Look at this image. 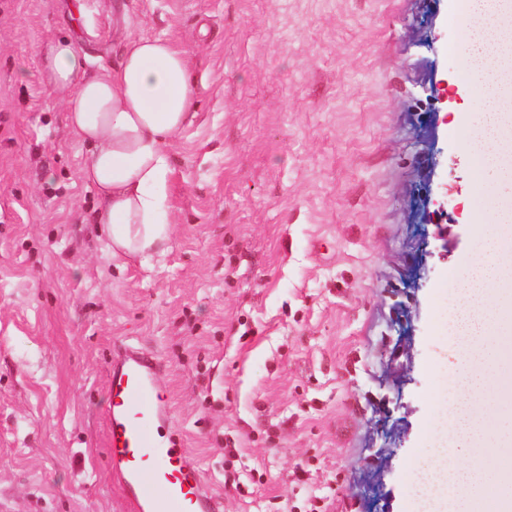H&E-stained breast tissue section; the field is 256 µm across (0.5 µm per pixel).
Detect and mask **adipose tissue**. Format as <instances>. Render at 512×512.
I'll use <instances>...</instances> for the list:
<instances>
[{"label": "adipose tissue", "mask_w": 512, "mask_h": 512, "mask_svg": "<svg viewBox=\"0 0 512 512\" xmlns=\"http://www.w3.org/2000/svg\"><path fill=\"white\" fill-rule=\"evenodd\" d=\"M454 13L475 77L459 120L483 146L473 167L492 194L512 183V0H455ZM41 55L48 84L67 95L68 133L91 148L83 177L96 190L113 255L149 261L170 232L169 146L192 117L185 53L133 36L119 65L94 76L70 42H46Z\"/></svg>", "instance_id": "adipose-tissue-1"}]
</instances>
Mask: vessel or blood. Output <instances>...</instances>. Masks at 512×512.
I'll return each mask as SVG.
<instances>
[{"instance_id":"obj_1","label":"vessel or blood","mask_w":512,"mask_h":512,"mask_svg":"<svg viewBox=\"0 0 512 512\" xmlns=\"http://www.w3.org/2000/svg\"><path fill=\"white\" fill-rule=\"evenodd\" d=\"M161 361L121 343L107 369L108 457L130 512H218L195 457L166 423Z\"/></svg>"}]
</instances>
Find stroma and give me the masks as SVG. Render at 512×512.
Instances as JSON below:
<instances>
[{
  "label": "stroma",
  "instance_id": "obj_1",
  "mask_svg": "<svg viewBox=\"0 0 512 512\" xmlns=\"http://www.w3.org/2000/svg\"><path fill=\"white\" fill-rule=\"evenodd\" d=\"M452 0H0V512H128L109 476L114 341L164 364L170 429L221 512H416L438 289L496 197L456 115ZM185 48L170 238L113 257L40 48L95 73Z\"/></svg>",
  "mask_w": 512,
  "mask_h": 512
}]
</instances>
